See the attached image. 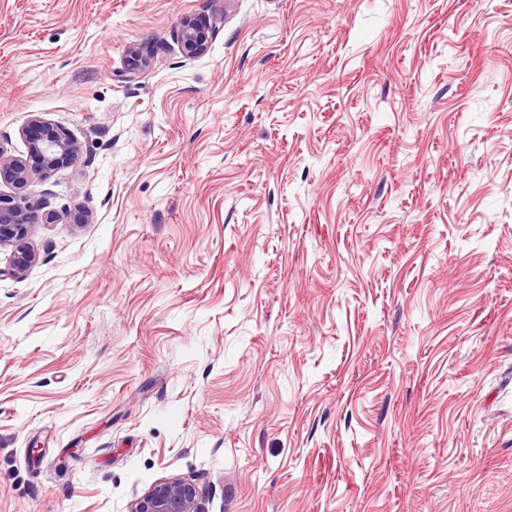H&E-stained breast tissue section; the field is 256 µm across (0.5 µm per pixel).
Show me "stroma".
<instances>
[{
  "mask_svg": "<svg viewBox=\"0 0 512 512\" xmlns=\"http://www.w3.org/2000/svg\"><path fill=\"white\" fill-rule=\"evenodd\" d=\"M34 115L0 512H512V0H0ZM178 38L186 57L195 58L206 53L207 38L201 24L194 19H186L182 23ZM21 135L28 144L25 158L8 154L0 147L1 183L21 186L28 182L33 171L49 174L78 158L76 143L37 115L31 117ZM193 478L159 481L130 504L129 512H206V499Z\"/></svg>",
  "mask_w": 512,
  "mask_h": 512,
  "instance_id": "1",
  "label": "stroma"
}]
</instances>
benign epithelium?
<instances>
[{
	"mask_svg": "<svg viewBox=\"0 0 512 512\" xmlns=\"http://www.w3.org/2000/svg\"><path fill=\"white\" fill-rule=\"evenodd\" d=\"M178 38L186 57L195 58L206 53L207 38L201 24L194 19L182 23ZM28 144L24 157L13 156L0 147V182L24 185L34 171L49 174L58 167L73 163L79 155L76 143L64 131L51 126L34 115L22 129ZM52 224L55 215L37 214L24 197L0 193V246L12 248L7 273L14 277L24 275L35 261L28 239L35 224ZM129 512H206V499L193 478H174L159 481L130 504Z\"/></svg>",
	"mask_w": 512,
	"mask_h": 512,
	"instance_id": "7a95c632",
	"label": "benign epithelium"
}]
</instances>
